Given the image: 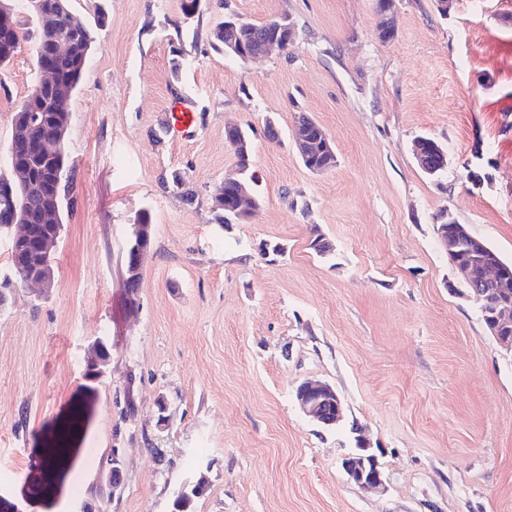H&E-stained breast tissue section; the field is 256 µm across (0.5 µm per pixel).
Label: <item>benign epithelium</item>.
Masks as SVG:
<instances>
[{
  "label": "benign epithelium",
  "mask_w": 512,
  "mask_h": 512,
  "mask_svg": "<svg viewBox=\"0 0 512 512\" xmlns=\"http://www.w3.org/2000/svg\"><path fill=\"white\" fill-rule=\"evenodd\" d=\"M29 10L38 16L47 27H53L64 15V5H59L60 11L56 12L50 7L48 0H29ZM12 12L4 6H0V53L12 52L18 47L15 37V25L11 19ZM269 25L288 35L286 39L270 38L266 35L260 38L258 49L242 54L235 45L225 51V55L247 61L269 53L278 48L285 50L293 43L295 29L291 20L281 16ZM67 130L62 128L46 138L34 143L25 142L29 152L51 163L52 175L49 182L56 183L54 172L57 171L63 158V144ZM224 182H236L239 189L236 194V203L233 211L242 220H248L255 211V200L247 191L239 178L238 169H233L224 177ZM137 234L131 245L133 250V262L131 270L126 274V279L135 282L142 277L143 258L146 254V241L151 237V225H136ZM466 237L465 228L461 225L454 227V234L450 237L443 236L442 242L448 253V258L460 275L466 287L471 289L469 297L474 300L484 312L488 321L491 335L498 341L502 348L512 351V336L504 335L508 328L512 327V302L503 297L492 299L494 286L507 281L512 270L506 268L497 256L480 247H469V254H459L458 246ZM295 400L301 412L312 422L320 426H334L343 419V404L336 390L328 383L318 380H305L295 390ZM358 451L343 460V468L351 481L364 490L377 491L385 488V479L379 468V463L372 448L363 439H357ZM115 459L113 467L103 466L100 476L110 487L112 495H117L122 489L121 467L119 454L112 455Z\"/></svg>",
  "instance_id": "obj_1"
}]
</instances>
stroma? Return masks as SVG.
<instances>
[{"label":"stroma","instance_id":"obj_1","mask_svg":"<svg viewBox=\"0 0 512 512\" xmlns=\"http://www.w3.org/2000/svg\"><path fill=\"white\" fill-rule=\"evenodd\" d=\"M106 25L71 102L64 150L77 193L43 300L18 285L0 314V512H512V352L485 328L441 247L452 215L512 261V0H71ZM289 16L286 50L241 61L213 48L224 17ZM179 78H172L173 60ZM33 41L0 67V173L11 120L35 87ZM191 99L192 134L168 124ZM332 139L313 173L299 114ZM274 120L277 138L267 133ZM251 126L260 207L219 225L211 199L235 166L227 125ZM444 147L427 176L416 136ZM194 203L163 186L172 172ZM153 244L136 295L122 284L133 224ZM333 245L310 247L313 233ZM105 337L110 374L84 377ZM333 386L343 422L299 410ZM361 427L385 475L342 468ZM119 449L113 498L100 461ZM301 412L320 426H335L343 419V404L336 390L328 383L305 380L295 390Z\"/></svg>","mask_w":512,"mask_h":512}]
</instances>
